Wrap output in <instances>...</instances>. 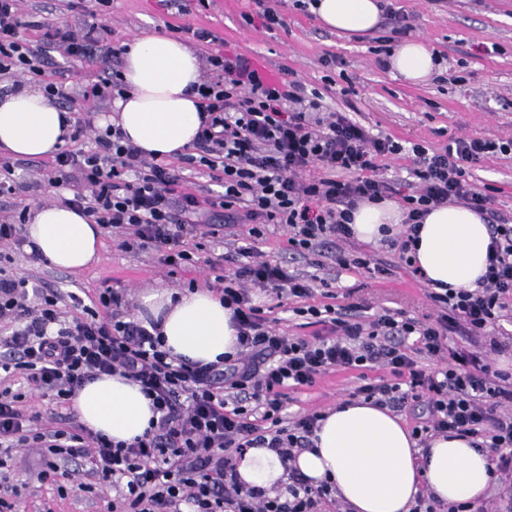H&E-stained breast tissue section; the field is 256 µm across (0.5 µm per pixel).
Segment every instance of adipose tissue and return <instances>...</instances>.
<instances>
[{"mask_svg":"<svg viewBox=\"0 0 512 512\" xmlns=\"http://www.w3.org/2000/svg\"><path fill=\"white\" fill-rule=\"evenodd\" d=\"M311 10L321 26L347 36L372 33L381 19L379 0H313ZM388 65L413 84L426 83L441 67L420 39L398 44ZM122 77L126 92L114 100L108 124L121 127L147 156L162 160L188 153L201 111L191 88L206 80L196 51L175 37L136 36L126 44ZM60 114L43 90L0 94V153L28 159L56 153L70 134ZM402 220L396 202H366L354 211L351 227L357 239L377 245L383 228L397 229ZM25 234L47 266L75 273L99 261L102 228L63 201L32 209ZM418 236L411 256L431 288H477L491 242L482 215L442 205L426 216ZM137 314L143 326L157 325L175 357L207 364L237 351L233 312L212 289L148 291L137 299ZM71 405L81 424L116 442L142 436L153 416L140 384L117 374L85 384ZM313 443L288 462L270 448L246 449L236 462L238 479L284 493L295 469L311 484L329 482L351 512H411L423 490L446 504L471 503L485 497L494 480L490 457L467 439L437 436L420 453L399 416L360 399L326 411Z\"/></svg>","mask_w":512,"mask_h":512,"instance_id":"adipose-tissue-1","label":"adipose tissue"}]
</instances>
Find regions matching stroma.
<instances>
[{"label":"stroma","instance_id":"obj_1","mask_svg":"<svg viewBox=\"0 0 512 512\" xmlns=\"http://www.w3.org/2000/svg\"><path fill=\"white\" fill-rule=\"evenodd\" d=\"M183 2L188 7L184 15L167 0H112L103 14L112 28L113 47L145 31L163 34L168 25H189L214 36L213 42L202 43L183 34V41L199 56L226 49L246 55L274 75L287 68L289 79L319 92L327 111L346 113L371 133L391 136L402 145L401 153L378 160L379 176L393 185V201H401L408 192L406 183L414 166L412 144L439 151L458 138L512 140V0H383L405 16L407 37L424 39L444 60L441 74L422 85L393 77L385 66L387 53L394 48L386 40L391 29L388 19H381L373 33L348 39L322 27L310 9L295 0H274L272 7L282 23L270 29L246 23V16L255 12L254 0H208L203 6L198 0ZM86 6V0H24L23 11L75 26ZM330 56L335 66H324L323 58ZM52 164V158L46 157L25 159L17 166L15 179L26 189L27 204L49 202L58 194V187L46 182L34 190L29 187ZM465 178L475 190L492 192L495 211L512 223V153L489 155L467 168ZM288 238V229L281 225H267L263 235L255 238L249 236L247 226L238 225L225 235L223 244L206 243L196 251L193 264L172 271L155 252L121 250L106 233L95 267L71 273L19 256L13 273L86 300L109 284L122 293L131 311L137 295L147 289L211 286L215 276L235 270L225 254L250 246L257 260L282 265L311 280L313 294L307 300L255 291V303L277 333L306 339L326 334L325 324L309 323L299 315V307L306 303L320 308L356 303L368 320L386 310L418 319L437 315L427 283L414 277L388 245L373 246L354 238L342 243L346 255L389 265L390 274L382 276L355 265L318 266L315 255L291 250ZM359 384L358 372L329 373L314 387L290 390L283 415L292 419L326 411L349 399ZM6 462L18 491V512H37L46 504L53 512H106L112 499L108 486L78 496L70 480L40 481L37 449H10Z\"/></svg>","mask_w":512,"mask_h":512}]
</instances>
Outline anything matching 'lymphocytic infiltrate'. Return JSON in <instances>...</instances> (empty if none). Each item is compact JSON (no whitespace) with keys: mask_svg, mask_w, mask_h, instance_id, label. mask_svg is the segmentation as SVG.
<instances>
[{"mask_svg":"<svg viewBox=\"0 0 512 512\" xmlns=\"http://www.w3.org/2000/svg\"><path fill=\"white\" fill-rule=\"evenodd\" d=\"M29 27L39 32L38 45L24 42L21 32ZM111 34L98 10L85 12L73 29L46 18L26 21L22 0H0V76L40 78L56 53L104 66L81 91L56 82L45 91L74 118L72 145L55 156V179L71 187L72 204L94 223L120 233L121 247L154 249L179 267L192 259L184 239L195 229L218 240L228 224L250 225L255 237L261 225L280 224L291 232L292 250L325 251L350 239L359 202L391 193L376 160L400 152L398 142L371 135L345 113L325 112L318 94L229 51L206 58L218 74L198 89L204 117L196 152L186 158L215 172L223 191L202 197L186 189L178 170L143 156L119 131L94 124L97 109L125 91L112 65L118 50ZM88 135L94 148H76ZM494 151L511 152L512 140L458 139L432 154L413 147L418 183L403 198L408 236L397 242L401 261L409 259L408 237L439 205L462 204L486 215L491 234L480 288L430 292L444 310L436 322L388 311L365 322L351 304L331 318L330 335L308 340L276 333L253 304L252 287L297 298L311 297L312 289L280 266L252 260L251 249L241 247L235 254L243 263L234 276L215 278L234 313L239 349L214 364L170 356L160 337L123 311L114 288L100 290L89 305L72 296L66 312L57 290L14 278L10 266L25 245L27 215L25 205H15L10 215H0V325L9 329L0 336V444L42 449L45 480L55 479L66 462H88L87 478L76 487L89 492L97 481L115 487L110 512H326L333 504L327 485L312 486L295 471L287 495L245 489L235 461L254 447L275 449L288 460L311 447L322 415L284 418L288 389L313 386L335 371L365 370L369 376L355 396L396 410L426 406L416 435L452 432L479 441L512 512V374L492 361L503 346L490 339L475 351H451L446 344L452 332L487 337L489 327L512 312V224L494 212L491 195L473 191L464 178L466 164ZM336 171L347 180L333 179ZM418 353L443 360V367L419 368ZM114 373L139 383L158 415L132 443L93 433L69 413L58 428H42L39 413L24 407L30 395L66 404L85 382ZM16 376L24 391H12Z\"/></svg>","mask_w":512,"mask_h":512,"instance_id":"1","label":"lymphocytic infiltrate"}]
</instances>
